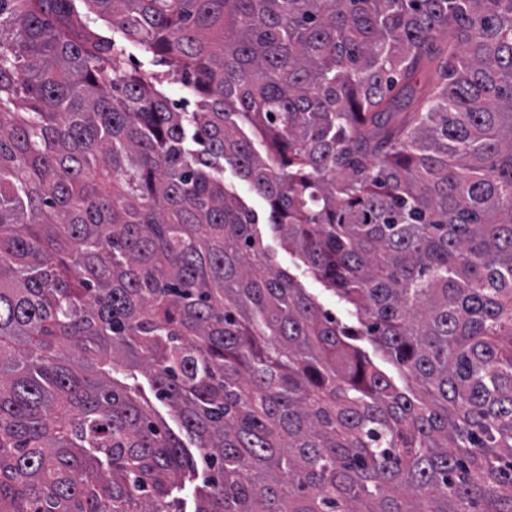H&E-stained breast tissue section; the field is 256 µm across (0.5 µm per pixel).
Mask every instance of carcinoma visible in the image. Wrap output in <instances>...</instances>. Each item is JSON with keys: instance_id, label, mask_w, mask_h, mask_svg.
<instances>
[{"instance_id": "cac0c4a2", "label": "carcinoma", "mask_w": 512, "mask_h": 512, "mask_svg": "<svg viewBox=\"0 0 512 512\" xmlns=\"http://www.w3.org/2000/svg\"><path fill=\"white\" fill-rule=\"evenodd\" d=\"M70 2L0 0V512H182L191 447L195 512H512V0H84L166 73ZM75 3L83 15L84 21L91 27L99 29L100 33L107 38L114 39L117 44L122 45L125 49L124 58L128 64V68H135L141 71H164L167 67L156 63L150 53H147L142 47L135 43L126 41L120 32L112 31L106 22L94 12H88L82 0H75ZM163 93L170 99L175 100L185 112H196L200 109V98H192L186 89L179 83L171 81L166 82L162 86ZM224 187L228 192L236 195L246 207L256 211L260 217L266 216L268 209L266 200L253 190L250 184L228 163H224ZM263 236V244L269 254L272 256L275 266L289 270L297 275L302 287L315 298V300L325 309H329L344 324H352L355 317L352 315L351 308L332 291L327 290L322 283L315 279L312 274L304 272V267L297 268L300 263L298 258L288 252L278 238L265 231L264 226H260ZM113 375L122 383H126L131 387H137L140 389L142 393L153 403L159 415L175 432L179 433L177 422L172 415L170 407L165 402L160 401L155 397V392L148 375L141 371L131 372L124 369H120V371L114 372ZM191 452L195 455L197 461V469H198V478L193 481H186L185 487L178 493V496L181 497V504L183 508V512H193L196 506V494L195 489L197 486H202V479L204 477L202 472V464L199 454L196 452L195 448H189Z\"/></svg>"}]
</instances>
